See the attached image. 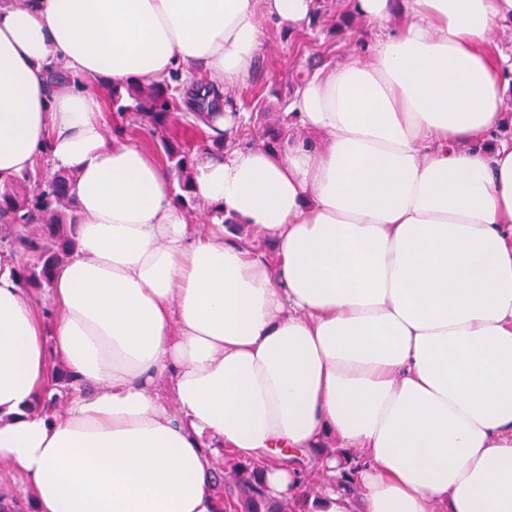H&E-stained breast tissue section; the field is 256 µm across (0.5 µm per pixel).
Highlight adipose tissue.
<instances>
[{
    "label": "adipose tissue",
    "mask_w": 512,
    "mask_h": 512,
    "mask_svg": "<svg viewBox=\"0 0 512 512\" xmlns=\"http://www.w3.org/2000/svg\"><path fill=\"white\" fill-rule=\"evenodd\" d=\"M316 3L0 0V181L69 172L83 216L52 324L0 271V462L37 512H214L227 452L300 493L279 448L328 478L361 452L357 498L314 512H512V52L486 42L512 0H352L401 21L302 86L305 138L199 155L203 235L108 134L101 79L235 85L260 19L299 30ZM49 332L82 382L53 419Z\"/></svg>",
    "instance_id": "ef3b65f1"
}]
</instances>
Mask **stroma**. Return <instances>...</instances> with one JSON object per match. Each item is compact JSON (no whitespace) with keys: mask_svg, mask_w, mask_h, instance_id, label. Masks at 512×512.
<instances>
[{"mask_svg":"<svg viewBox=\"0 0 512 512\" xmlns=\"http://www.w3.org/2000/svg\"><path fill=\"white\" fill-rule=\"evenodd\" d=\"M328 11L317 26L291 33L272 25H263L260 44L244 81L238 83L232 103L226 111L242 116V142L254 140L257 113H266L268 121L281 115V105L275 95L277 88L285 86L292 70L299 68L312 55L327 56L329 63L337 64L361 58L354 44L355 37H369L376 31V22L355 16L348 22L336 21L342 0H327Z\"/></svg>","mask_w":512,"mask_h":512,"instance_id":"1","label":"stroma"}]
</instances>
